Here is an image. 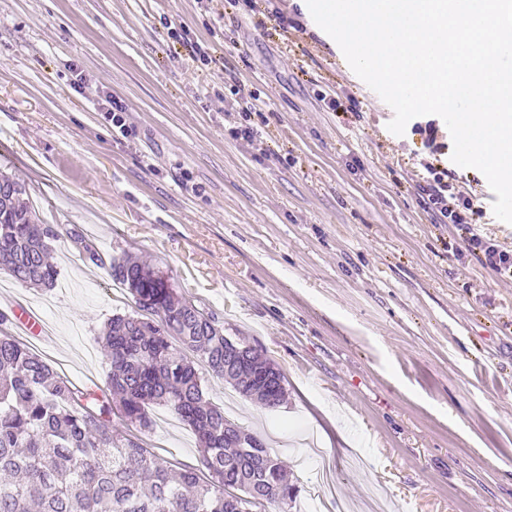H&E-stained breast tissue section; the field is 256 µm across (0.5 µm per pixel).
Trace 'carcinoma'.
I'll use <instances>...</instances> for the list:
<instances>
[{"instance_id": "obj_1", "label": "carcinoma", "mask_w": 512, "mask_h": 512, "mask_svg": "<svg viewBox=\"0 0 512 512\" xmlns=\"http://www.w3.org/2000/svg\"><path fill=\"white\" fill-rule=\"evenodd\" d=\"M2 185L9 192L0 196V272L50 288L58 233L39 223L18 181L0 172ZM109 270L135 310L102 331L104 396L61 378L1 329L9 319L0 313V512H255L258 498L263 512H285L282 493L292 508L297 489L284 461L265 446L256 454L233 447L228 433L249 430L205 397L195 361L268 410L285 398L283 374L272 380L271 403L254 379L270 359L239 353L224 370L227 340L211 313L131 255L111 258ZM151 405L171 407L193 429L198 467L175 469L130 434L150 427Z\"/></svg>"}]
</instances>
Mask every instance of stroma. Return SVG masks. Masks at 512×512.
<instances>
[{
    "label": "stroma",
    "mask_w": 512,
    "mask_h": 512,
    "mask_svg": "<svg viewBox=\"0 0 512 512\" xmlns=\"http://www.w3.org/2000/svg\"><path fill=\"white\" fill-rule=\"evenodd\" d=\"M293 24L229 0H0V168L59 238L54 288L0 273V312L31 305L50 336L26 343L63 378L105 390L99 336L134 309L103 258L131 254L284 374L270 411L199 366L215 405L287 464L291 512H512V282L436 223L417 185L432 162L512 250L484 175L453 164L349 67L305 0H273ZM207 47L197 69L170 29ZM82 89H75V78ZM336 94L342 107L328 108ZM254 141L234 138L244 98ZM125 108L122 135L105 115ZM139 431L172 467L196 466L194 431L169 408ZM339 467L325 485L311 459ZM370 462L354 474L351 452Z\"/></svg>",
    "instance_id": "obj_1"
}]
</instances>
